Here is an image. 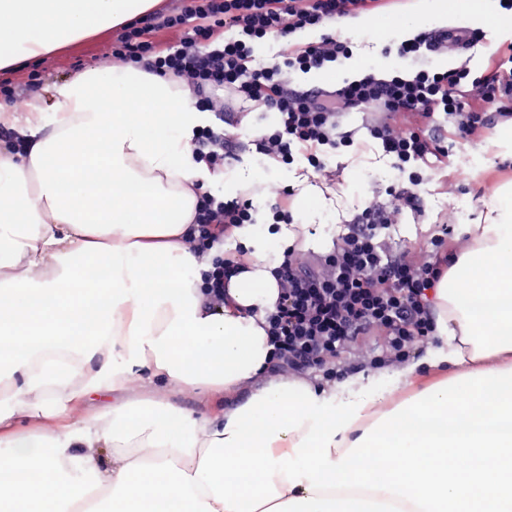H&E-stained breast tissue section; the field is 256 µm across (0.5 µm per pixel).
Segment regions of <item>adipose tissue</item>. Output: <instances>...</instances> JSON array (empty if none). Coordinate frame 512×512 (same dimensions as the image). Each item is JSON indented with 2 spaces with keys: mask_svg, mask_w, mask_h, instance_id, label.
I'll list each match as a JSON object with an SVG mask.
<instances>
[{
  "mask_svg": "<svg viewBox=\"0 0 512 512\" xmlns=\"http://www.w3.org/2000/svg\"><path fill=\"white\" fill-rule=\"evenodd\" d=\"M159 4L0 0V68ZM52 97L22 116L0 103L14 136L0 146V512H387L373 489L420 512H512V206L467 225L434 288L440 347L378 385L263 382L284 259L272 243L292 231L233 229L247 269L210 307L188 245L213 180L193 156L206 114L189 90L126 65ZM440 366L452 377L390 404ZM173 390L227 405L197 411ZM102 392L111 405L75 420L72 404Z\"/></svg>",
  "mask_w": 512,
  "mask_h": 512,
  "instance_id": "obj_1",
  "label": "adipose tissue"
}]
</instances>
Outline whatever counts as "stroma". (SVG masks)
<instances>
[{
	"label": "stroma",
	"instance_id": "35a3bbf8",
	"mask_svg": "<svg viewBox=\"0 0 512 512\" xmlns=\"http://www.w3.org/2000/svg\"><path fill=\"white\" fill-rule=\"evenodd\" d=\"M415 2L379 0L377 7L367 14L370 26L366 31L345 30L344 35L353 46V55L343 66L329 69L325 74L296 73L291 77L292 82L311 88L321 85L327 77L337 83L371 69L387 73L403 68V60L386 53L385 48L413 34L407 17ZM467 3L468 0H448L447 15L438 21L428 20L425 26L429 29L440 24L467 26L482 31V43L465 55L445 54L433 59L434 65L440 68L465 62L472 71L480 73L488 67L492 52L504 56L512 52V13L501 10L496 0H491L488 9L481 12L468 8ZM117 37V31L104 32L17 63L14 67L1 68L0 81H9L16 92L24 95L31 79L36 78L40 81V94H47L53 84L75 73L109 67ZM347 128L352 133L353 146L348 152L330 156L327 160L329 167L336 171L335 180L316 175L301 157L285 167L244 153L225 166L211 187L222 190L234 185L240 169L246 168L256 182L293 188L292 215L297 225L294 240L303 250L323 251L361 210L366 197L375 196L379 201H386L387 187L399 177L381 148L368 138L361 116H351ZM501 133V128L497 127L481 133L470 143L453 148L447 175H434L424 189V217L417 218L408 213L388 229L393 247L402 248L430 237L435 224L444 219L451 207L456 210L457 228L482 220L499 189L512 184V149L502 142ZM308 185L314 186V193H305L304 188ZM325 199L333 200V208H322L321 202Z\"/></svg>",
	"mask_w": 512,
	"mask_h": 512
}]
</instances>
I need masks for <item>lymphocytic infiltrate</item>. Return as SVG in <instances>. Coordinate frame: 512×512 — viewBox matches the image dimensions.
Masks as SVG:
<instances>
[{"instance_id":"obj_1","label":"lymphocytic infiltrate","mask_w":512,"mask_h":512,"mask_svg":"<svg viewBox=\"0 0 512 512\" xmlns=\"http://www.w3.org/2000/svg\"><path fill=\"white\" fill-rule=\"evenodd\" d=\"M371 0H174L168 12L146 14L129 25L112 47L116 66L139 64L159 76H174L189 89L195 105L211 112L216 125L197 129L192 140L196 161L213 172L243 152H254L284 165L304 158L318 175H328L326 159L351 147L343 119L368 115L369 137L404 179L387 189L389 200L367 197L360 213L324 253L287 250L274 271L280 294L266 317L274 345L271 373L311 377L340 370L344 357L363 366L404 364L412 350L433 340L436 314L427 292L448 266L447 244L453 225L419 251L391 249L382 232L404 212L423 215L420 192L438 163L449 156L448 140L465 141L477 132L512 122V68L489 66L473 75L467 64L445 69L430 58L464 41L474 47L477 30L463 27L421 30L396 43L407 68L365 73L331 88L292 85L290 74L324 70L349 59L347 38L330 25L358 17ZM322 29L315 41L299 32ZM180 31L178 41L161 45L156 34ZM279 47L277 61L256 54L258 46ZM252 104L275 113L274 124L243 132L238 108ZM416 116L398 123L401 113ZM253 197L206 194L198 207L196 248L211 252L205 294L223 307L230 279L244 263L214 254L233 228L255 221Z\"/></svg>"}]
</instances>
